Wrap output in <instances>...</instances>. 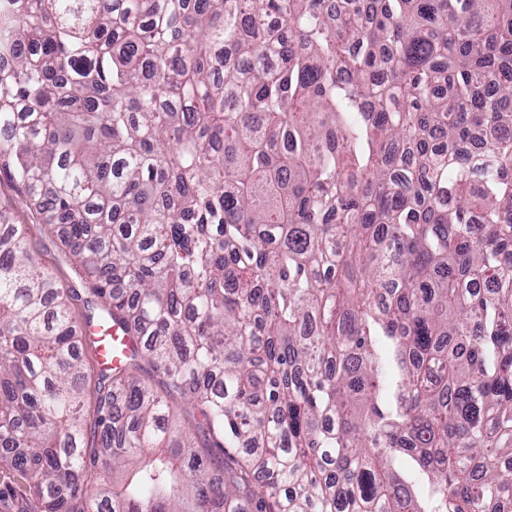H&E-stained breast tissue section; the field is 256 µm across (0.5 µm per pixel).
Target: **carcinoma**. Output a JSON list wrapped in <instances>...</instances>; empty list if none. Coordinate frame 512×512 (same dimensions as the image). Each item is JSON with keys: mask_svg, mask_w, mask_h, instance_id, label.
Returning <instances> with one entry per match:
<instances>
[{"mask_svg": "<svg viewBox=\"0 0 512 512\" xmlns=\"http://www.w3.org/2000/svg\"><path fill=\"white\" fill-rule=\"evenodd\" d=\"M1 58L90 296L0 211L40 512H512V0H0ZM98 346L95 353V358L99 364L105 365L112 363L118 365L120 357L118 352L120 347L125 343V336L119 331L117 326H112L105 332L103 336H98Z\"/></svg>", "mask_w": 512, "mask_h": 512, "instance_id": "1", "label": "carcinoma"}]
</instances>
